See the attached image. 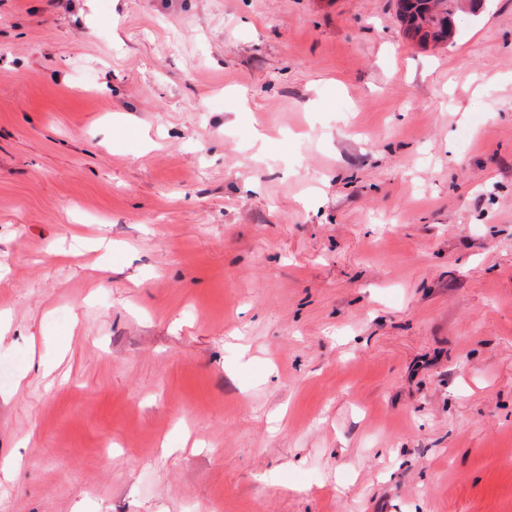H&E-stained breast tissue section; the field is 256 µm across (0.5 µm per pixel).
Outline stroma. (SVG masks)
Masks as SVG:
<instances>
[{
    "label": "stroma",
    "mask_w": 512,
    "mask_h": 512,
    "mask_svg": "<svg viewBox=\"0 0 512 512\" xmlns=\"http://www.w3.org/2000/svg\"><path fill=\"white\" fill-rule=\"evenodd\" d=\"M0 0V512H512V0ZM466 0H406L405 18L407 26L405 32L411 39L417 40L420 45L435 41L437 36L446 34L451 37L450 18L455 11L464 7ZM433 2L440 6L441 11L432 12L428 4ZM456 15L453 16V19Z\"/></svg>",
    "instance_id": "1"
}]
</instances>
